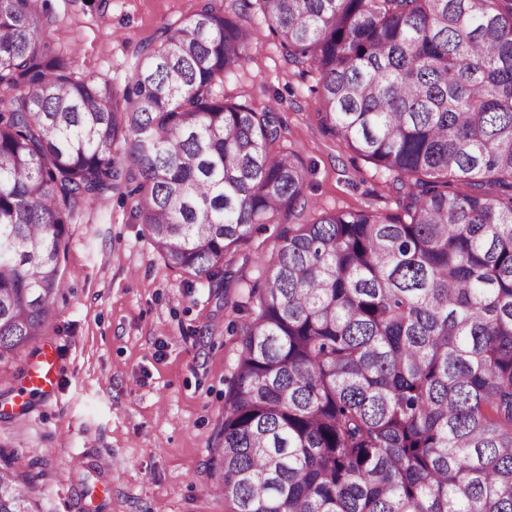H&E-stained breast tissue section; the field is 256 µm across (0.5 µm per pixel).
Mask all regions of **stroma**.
<instances>
[{
    "instance_id": "1",
    "label": "stroma",
    "mask_w": 512,
    "mask_h": 512,
    "mask_svg": "<svg viewBox=\"0 0 512 512\" xmlns=\"http://www.w3.org/2000/svg\"><path fill=\"white\" fill-rule=\"evenodd\" d=\"M56 43L78 50L84 72L124 86L133 50L199 0H50ZM249 58L224 79L226 98L276 104L280 145L306 170L304 219L318 212L393 211V177L326 132L316 71L295 67L262 15L242 17ZM282 230L255 225L224 259L220 281L169 269L130 197L93 201L68 227L64 288L40 336L0 359V451L38 486L34 512H230L214 491L212 458L237 371L239 330L257 310ZM56 349L55 396L12 403L27 367Z\"/></svg>"
}]
</instances>
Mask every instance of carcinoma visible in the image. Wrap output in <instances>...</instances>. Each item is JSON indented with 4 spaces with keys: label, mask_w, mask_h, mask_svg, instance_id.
I'll return each mask as SVG.
<instances>
[{
    "label": "carcinoma",
    "mask_w": 512,
    "mask_h": 512,
    "mask_svg": "<svg viewBox=\"0 0 512 512\" xmlns=\"http://www.w3.org/2000/svg\"><path fill=\"white\" fill-rule=\"evenodd\" d=\"M238 2L400 211L298 223L277 108L224 97L252 44L224 0L136 46L121 90L52 42L47 0H0V358L51 316L90 201L130 188L165 265L210 281L286 221L224 402L231 512H512V0ZM35 498L0 463V512Z\"/></svg>",
    "instance_id": "obj_1"
}]
</instances>
